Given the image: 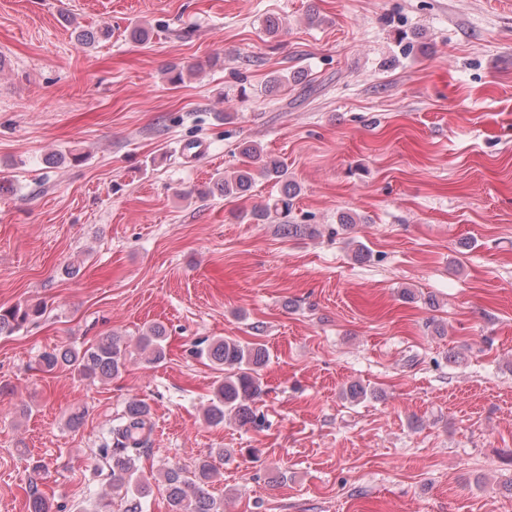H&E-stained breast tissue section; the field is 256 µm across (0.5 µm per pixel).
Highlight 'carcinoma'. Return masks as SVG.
Segmentation results:
<instances>
[{"label": "carcinoma", "instance_id": "cac0c4a2", "mask_svg": "<svg viewBox=\"0 0 512 512\" xmlns=\"http://www.w3.org/2000/svg\"><path fill=\"white\" fill-rule=\"evenodd\" d=\"M78 42L93 45L110 35L109 27L88 31L74 27ZM201 66H183L172 63L165 70L172 85L184 81V74H193ZM241 166L217 179L221 195L236 196L250 191L261 178L281 186L280 194L263 205L255 207L251 216L257 223H265L276 215L285 220L283 233L298 237L305 233L306 225L288 221L293 200L299 194L298 184L288 179V168L276 159L263 157V148L251 141L238 146ZM45 312L42 304L15 305L0 308V336H11L40 318ZM167 328L156 323L139 332L137 346L145 362L156 366L166 360ZM212 363L224 368V379L214 388L213 398L204 409L207 423L219 425L230 413L242 423L257 421L250 403L264 393L259 370L266 363V351L255 343H243L233 338H221L206 348L196 351ZM127 362V340L121 335L106 333L96 341L77 346L58 345L44 351L39 358V370L53 374L71 371L79 377L106 382L118 377ZM153 423L150 405L143 399L129 400L115 423L102 433L100 456L108 463L110 482L94 500L93 512H112L115 500L124 503V512H145L154 489L165 494L168 512H224V503L214 498L209 488L221 481L224 449L214 448L198 461L191 474L173 465L159 476L147 477L140 467L141 458L152 445Z\"/></svg>", "mask_w": 512, "mask_h": 512}]
</instances>
